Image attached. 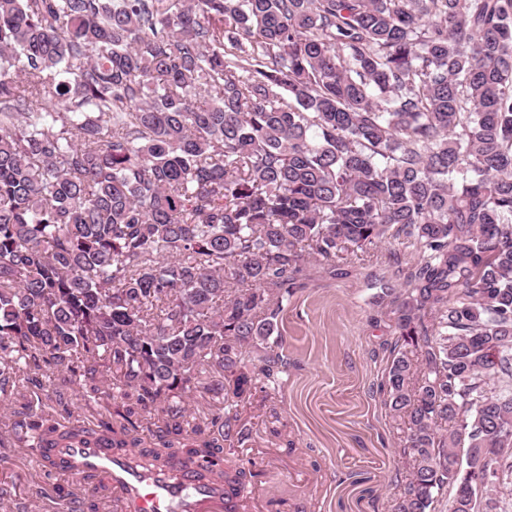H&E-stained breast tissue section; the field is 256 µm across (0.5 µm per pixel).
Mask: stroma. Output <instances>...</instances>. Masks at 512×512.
Instances as JSON below:
<instances>
[{"label": "stroma", "instance_id": "obj_1", "mask_svg": "<svg viewBox=\"0 0 512 512\" xmlns=\"http://www.w3.org/2000/svg\"><path fill=\"white\" fill-rule=\"evenodd\" d=\"M418 259L416 245L395 241L341 252L342 277L306 264L278 318L277 353L288 366L278 386L258 384L237 408L247 434L231 459L251 474L246 512H392L409 468V430L380 390L398 333L372 282L402 284ZM46 392L47 407L63 403L76 418L108 406L83 407L58 373ZM27 412L24 398L0 401V512H112L110 496L87 501L78 478L46 477L39 456L14 445V423Z\"/></svg>", "mask_w": 512, "mask_h": 512}]
</instances>
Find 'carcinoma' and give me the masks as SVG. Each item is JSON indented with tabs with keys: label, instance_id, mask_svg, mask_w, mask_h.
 <instances>
[{
	"label": "carcinoma",
	"instance_id": "obj_1",
	"mask_svg": "<svg viewBox=\"0 0 512 512\" xmlns=\"http://www.w3.org/2000/svg\"><path fill=\"white\" fill-rule=\"evenodd\" d=\"M411 240L384 388L410 425L395 512H507L512 477V0H0V395L63 372L163 425L15 424L224 467L238 417L186 447L196 375L245 403L308 258ZM285 363L268 356L267 382ZM449 423L451 428H442ZM465 449L460 454L459 449Z\"/></svg>",
	"mask_w": 512,
	"mask_h": 512
}]
</instances>
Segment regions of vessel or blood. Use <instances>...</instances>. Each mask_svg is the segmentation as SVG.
I'll list each match as a JSON object with an SVG mask.
<instances>
[{"mask_svg": "<svg viewBox=\"0 0 512 512\" xmlns=\"http://www.w3.org/2000/svg\"><path fill=\"white\" fill-rule=\"evenodd\" d=\"M49 473L68 474L86 489H112V512H241L243 500L230 489L205 484L189 470H142L139 452H114L96 443H59L44 449Z\"/></svg>", "mask_w": 512, "mask_h": 512, "instance_id": "1", "label": "vessel or blood"}]
</instances>
